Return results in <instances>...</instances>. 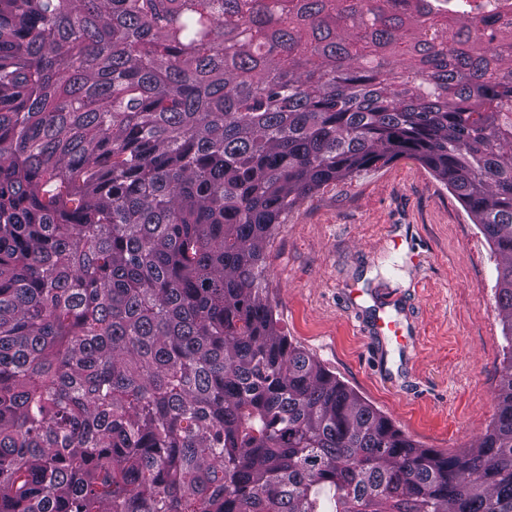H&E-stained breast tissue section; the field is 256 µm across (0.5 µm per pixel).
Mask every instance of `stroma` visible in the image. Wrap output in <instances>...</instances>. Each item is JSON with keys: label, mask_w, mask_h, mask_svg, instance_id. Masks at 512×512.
Instances as JSON below:
<instances>
[{"label": "stroma", "mask_w": 512, "mask_h": 512, "mask_svg": "<svg viewBox=\"0 0 512 512\" xmlns=\"http://www.w3.org/2000/svg\"><path fill=\"white\" fill-rule=\"evenodd\" d=\"M268 297L294 343L427 448L474 445L504 344L491 246L412 156L322 186L266 245ZM419 254L413 264L411 254ZM415 345L370 348L381 299Z\"/></svg>", "instance_id": "stroma-1"}]
</instances>
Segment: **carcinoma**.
<instances>
[{
  "label": "carcinoma",
  "mask_w": 512,
  "mask_h": 512,
  "mask_svg": "<svg viewBox=\"0 0 512 512\" xmlns=\"http://www.w3.org/2000/svg\"><path fill=\"white\" fill-rule=\"evenodd\" d=\"M511 52L398 0H0V512H512ZM407 154L497 257L496 412L455 453L263 287L289 210Z\"/></svg>",
  "instance_id": "obj_1"
}]
</instances>
